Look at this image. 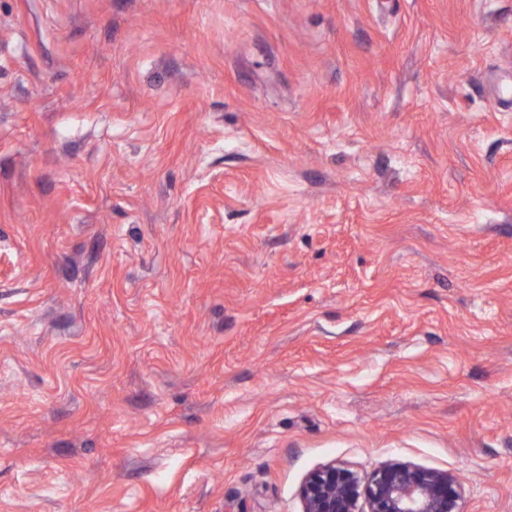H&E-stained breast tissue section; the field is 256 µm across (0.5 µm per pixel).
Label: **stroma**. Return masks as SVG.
<instances>
[{"label":"stroma","mask_w":512,"mask_h":512,"mask_svg":"<svg viewBox=\"0 0 512 512\" xmlns=\"http://www.w3.org/2000/svg\"><path fill=\"white\" fill-rule=\"evenodd\" d=\"M512 512V0H0V512ZM302 500L303 512H463L452 474L397 462L366 476L335 464L315 470Z\"/></svg>","instance_id":"stroma-1"}]
</instances>
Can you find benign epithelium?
Here are the masks:
<instances>
[{
	"label": "benign epithelium",
	"instance_id": "benign-epithelium-1",
	"mask_svg": "<svg viewBox=\"0 0 512 512\" xmlns=\"http://www.w3.org/2000/svg\"><path fill=\"white\" fill-rule=\"evenodd\" d=\"M302 500L303 512H463L452 474L397 462L366 476L334 464L315 470Z\"/></svg>",
	"mask_w": 512,
	"mask_h": 512
}]
</instances>
